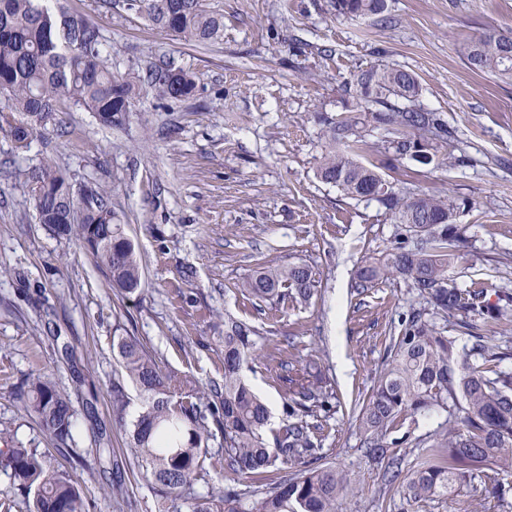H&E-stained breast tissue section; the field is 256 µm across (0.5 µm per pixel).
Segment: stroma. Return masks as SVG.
I'll return each instance as SVG.
<instances>
[{"instance_id":"35a3bbf8","label":"stroma","mask_w":512,"mask_h":512,"mask_svg":"<svg viewBox=\"0 0 512 512\" xmlns=\"http://www.w3.org/2000/svg\"><path fill=\"white\" fill-rule=\"evenodd\" d=\"M224 18L221 36L186 43L152 26L127 0H59L87 15L108 40L112 65L146 74L170 63L192 72L194 96L175 101L143 89L123 125L106 129L91 113L62 107L63 129L33 140L25 157L0 133V431L10 443L45 452L53 469L80 475L87 512H157L112 412L121 385L123 414L142 409L112 339L135 336L160 368L195 389L224 381L219 338L224 317L254 325L263 341L243 369L266 400V441L289 422L279 380L284 364L318 358L335 396L320 412L315 455L348 474L342 512H512V493L414 501L408 475L423 458L420 441L444 431L448 414L410 416L396 448L402 473L384 483L383 465L362 449L359 412L393 353L407 312L419 300L407 279L365 292L354 287L366 260L391 252L402 231L374 201L344 196L317 177L328 149L323 119L352 111L343 91L358 70L398 66L417 77L421 107L442 113L456 141L420 167L381 145L369 127L360 159L401 192L442 193L459 203L464 261L460 287L512 290V82L468 68L465 50L489 26L512 30V0H386L383 17L337 15L332 0H206ZM468 163L452 166L449 152ZM43 160L74 185L101 184L140 256L145 288L124 295L77 242L39 224L19 167ZM307 264L320 284L309 302L255 308L236 285L263 266ZM458 348L488 337L512 371V327L460 313L438 323ZM49 375L79 412L69 447L26 415L15 393L29 374ZM112 459L99 461L100 441ZM213 464L197 491L245 488L225 470L224 435L209 441Z\"/></svg>"}]
</instances>
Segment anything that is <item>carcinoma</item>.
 Segmentation results:
<instances>
[{
  "label": "carcinoma",
  "mask_w": 512,
  "mask_h": 512,
  "mask_svg": "<svg viewBox=\"0 0 512 512\" xmlns=\"http://www.w3.org/2000/svg\"><path fill=\"white\" fill-rule=\"evenodd\" d=\"M128 0L152 25L188 43L218 38L223 18L207 10L205 0ZM344 17L376 16L384 0H333ZM470 69L512 81V31L488 29L466 48ZM160 97L174 100L193 95L195 81L183 68L163 65L144 79L112 70L107 40L94 23L52 10L42 0H0V97L3 112L17 118L0 124L17 154L26 153L34 137L59 129V104L71 102L92 113L103 127L123 124L133 111L143 85ZM355 115L325 118L330 150L317 175L344 195L374 200L406 237L384 258L358 272L356 287L369 288L390 277L411 282L433 316L444 318L480 310L487 323L512 320V293L497 292L486 302V288H461L451 275L463 253L458 246L457 204L447 195L402 194L373 168L356 159L364 140L358 125L383 130L387 149L409 156L422 166L434 162L433 143L448 141V125L438 112L417 106L421 88L415 75L394 67L370 68L346 82ZM39 223L61 240L80 242L110 273L112 287L125 294L142 290L140 261L121 224L114 223L112 198L99 187L74 188L56 165L43 161L20 170ZM319 281L304 264L262 267L236 285L254 302L291 299L306 303L318 292ZM261 337L254 326L224 318V384L211 389L218 400L202 404L184 391V383L162 372L145 345L134 336H115L126 375L139 388L144 406L129 427V445L138 459L141 478L156 492L159 512H336L350 489L347 477L334 467L317 466L275 482L269 492H240L234 488L197 494L194 485L207 473L211 425L224 432V463L236 475L253 481L271 478L278 465H308L318 425L310 421L329 406L331 387L320 364L305 366L283 377L290 395L293 421L275 440L263 432L269 418L266 404L242 377V368L255 356ZM394 356L378 376L360 415L368 455L391 465L390 480L399 477V461L389 435L408 415H425L453 405L448 429L425 442L429 456L408 478L410 498L427 499L464 488L503 497L511 487L501 475L512 472V372L501 369L500 358L484 337H474L471 349L459 353L454 341L414 310L394 343ZM26 412L59 445L74 440L77 410L69 394L42 373H33L17 394ZM0 469L32 496L31 512H86L84 490L67 473L51 469L35 448H0Z\"/></svg>",
  "instance_id": "obj_1"
}]
</instances>
